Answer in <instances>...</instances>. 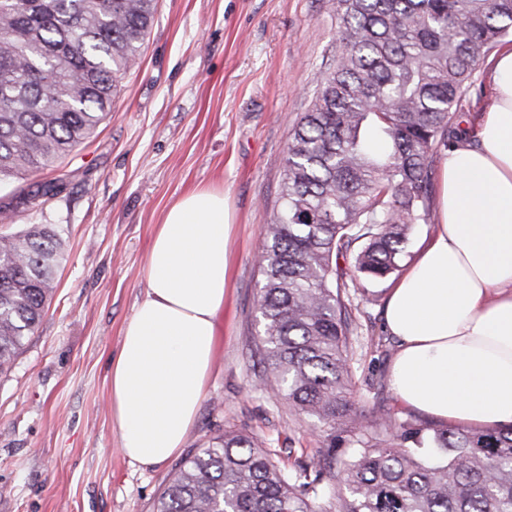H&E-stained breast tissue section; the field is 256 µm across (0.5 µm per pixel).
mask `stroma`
<instances>
[{"label": "stroma", "mask_w": 512, "mask_h": 512, "mask_svg": "<svg viewBox=\"0 0 512 512\" xmlns=\"http://www.w3.org/2000/svg\"><path fill=\"white\" fill-rule=\"evenodd\" d=\"M340 49L334 0H159L141 59L95 133L45 174L0 186V234L50 224L67 260L49 306L0 376V512H153L179 458L145 468L121 451L110 410L109 360L145 297L147 257L158 224L183 194L224 190L235 215L230 274L216 357L181 455L228 430L268 442L290 439L293 466L316 449L342 470L356 446L336 428L294 415L261 384L254 352L262 333L256 261L292 129L321 71ZM460 114L479 124L491 105L488 60ZM59 191L41 207L22 197L44 180ZM395 275L351 294L354 411L387 412L399 425L440 421L407 408L390 384L397 342L384 329Z\"/></svg>", "instance_id": "obj_1"}]
</instances>
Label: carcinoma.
Instances as JSON below:
<instances>
[{
	"label": "carcinoma",
	"instance_id": "carcinoma-1",
	"mask_svg": "<svg viewBox=\"0 0 512 512\" xmlns=\"http://www.w3.org/2000/svg\"><path fill=\"white\" fill-rule=\"evenodd\" d=\"M157 0H0V184L52 170L90 138L118 78L141 55ZM341 50L294 127L258 266L262 382L290 411L333 428L353 403L349 313L336 258L358 283L398 266L427 220L438 152L477 63L512 35V0H336ZM48 182L23 198L38 207ZM65 261L49 224L0 235V375L41 322ZM358 453L341 477L323 451L290 469L277 450L226 431L173 471L153 512H512V427L406 425L400 446L353 419Z\"/></svg>",
	"mask_w": 512,
	"mask_h": 512
}]
</instances>
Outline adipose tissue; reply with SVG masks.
Here are the masks:
<instances>
[{
    "label": "adipose tissue",
    "instance_id": "1",
    "mask_svg": "<svg viewBox=\"0 0 512 512\" xmlns=\"http://www.w3.org/2000/svg\"><path fill=\"white\" fill-rule=\"evenodd\" d=\"M480 148L449 152L438 224L390 290L399 401L452 426H512V45L491 58ZM233 215L223 191L185 194L153 236L148 291L110 363L111 408L129 460L165 463L193 426L216 355Z\"/></svg>",
    "mask_w": 512,
    "mask_h": 512
}]
</instances>
